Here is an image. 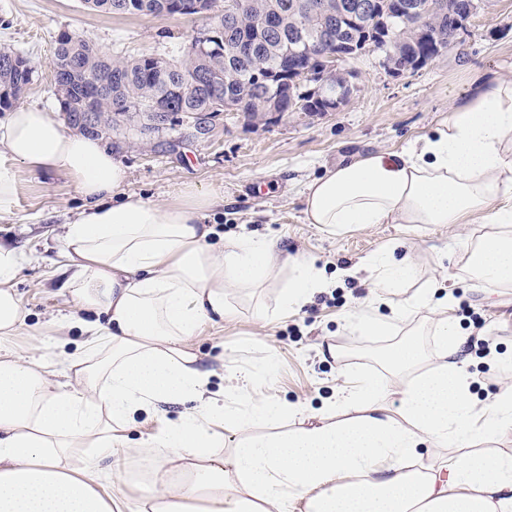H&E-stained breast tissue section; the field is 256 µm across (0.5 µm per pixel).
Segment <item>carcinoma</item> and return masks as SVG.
Here are the masks:
<instances>
[{
	"instance_id": "cac0c4a2",
	"label": "carcinoma",
	"mask_w": 512,
	"mask_h": 512,
	"mask_svg": "<svg viewBox=\"0 0 512 512\" xmlns=\"http://www.w3.org/2000/svg\"><path fill=\"white\" fill-rule=\"evenodd\" d=\"M88 8L109 14L145 15L160 20L174 17L167 4L172 0H82ZM202 9H212L216 27L213 40L194 38L177 56L142 54L109 58L96 46L70 31H61L54 40L53 69L59 81L57 100L72 123L87 113L104 127L125 120L143 130L158 131L162 116L200 115L209 119L224 111V94L238 96L243 110L252 117L262 115L263 85L254 74L278 70L279 111H295L288 96V75L281 67V53L289 48L317 52L313 37L323 27L324 18L311 10V0H197ZM232 15L235 28L256 33L255 55L243 61L229 53L233 35L224 30V16ZM264 17L277 20V30H261ZM432 37L420 34L417 21L406 16L395 40L384 45L367 44L366 50L403 57L405 49L429 54L436 44L448 45L455 38L448 30V15L436 9L430 15ZM34 67L19 53L0 49V112L11 109L32 83ZM196 76L206 77L200 85Z\"/></svg>"
}]
</instances>
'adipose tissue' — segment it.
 Returning a JSON list of instances; mask_svg holds the SVG:
<instances>
[{
  "label": "adipose tissue",
  "instance_id": "adipose-tissue-1",
  "mask_svg": "<svg viewBox=\"0 0 512 512\" xmlns=\"http://www.w3.org/2000/svg\"><path fill=\"white\" fill-rule=\"evenodd\" d=\"M0 217L17 193L14 164L66 173L84 199L70 221L63 254L75 307L52 328L58 347L72 330L84 350L61 371L22 354L16 336L42 335L14 288L23 255L0 244V512H512V385L483 399L471 393L470 359L451 314L452 294L436 285L395 300L415 274L410 258L382 253L344 269L368 272L385 307L349 313L361 334L383 336L426 310L435 359L424 365L412 337L392 347L398 408L365 374L347 376L316 422L282 432L301 403L255 395L247 411L207 390L192 340L206 326L233 321L230 290L279 285L281 313L300 311L332 286L313 263L288 258L275 239L247 226L218 238L209 213L222 195L192 183L158 204L123 193L125 166L100 138L68 131L55 109L15 105L0 120ZM305 220L327 231L368 224H463L464 270L485 288L512 287V80L491 72L448 108L434 132L398 152L355 156L307 182ZM190 403L154 434L151 479L127 498L103 480L100 461L129 445L138 416ZM272 434L251 433L255 421ZM237 441L219 454L225 433ZM445 454L426 462L428 449Z\"/></svg>",
  "mask_w": 512,
  "mask_h": 512
}]
</instances>
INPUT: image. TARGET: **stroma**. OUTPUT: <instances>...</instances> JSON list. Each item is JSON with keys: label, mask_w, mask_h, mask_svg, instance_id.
Returning a JSON list of instances; mask_svg holds the SVG:
<instances>
[{"label": "stroma", "mask_w": 512, "mask_h": 512, "mask_svg": "<svg viewBox=\"0 0 512 512\" xmlns=\"http://www.w3.org/2000/svg\"><path fill=\"white\" fill-rule=\"evenodd\" d=\"M204 23L201 17L107 14L88 9L82 0H0V49L31 60L33 84L24 100L49 107L57 103L52 59L58 32H75L115 57L176 55ZM467 28L463 43L416 70L390 73L377 52L351 60L359 89L337 112H297L267 125L229 112L207 121L204 134L188 118L147 135L124 122L106 137L113 157L128 170L125 192L162 202L185 183L219 189L224 205L210 215L218 231L248 224L256 234L278 238L288 255L336 278L335 288L285 319L275 312L277 289L235 297V320L205 327L194 339L205 367L224 373L214 388H232L240 372L251 370L260 380L259 392L319 408L346 374L360 372L378 378L389 390L388 406L396 407L397 379L384 356L399 338L362 336L347 327L345 315L369 300L372 290L362 280L337 275L392 246L411 252L417 268L402 295L446 281L455 292L453 315L471 354L480 355L484 335L494 337L501 354L512 353V288L489 294L473 290L462 271L463 254L450 244L451 238L485 232V225L375 224L328 233L305 222L301 199L304 184L328 168L360 153L400 151L431 133L447 121L449 104L485 72L512 78V0H490ZM16 175L17 196L11 215L0 221V243L26 256L16 289L29 324L41 325L72 310L62 287V238L83 199L65 173L34 174L20 166ZM260 307L268 312L263 323L254 317ZM476 314L484 319L483 328L474 327Z\"/></svg>", "instance_id": "stroma-1"}]
</instances>
